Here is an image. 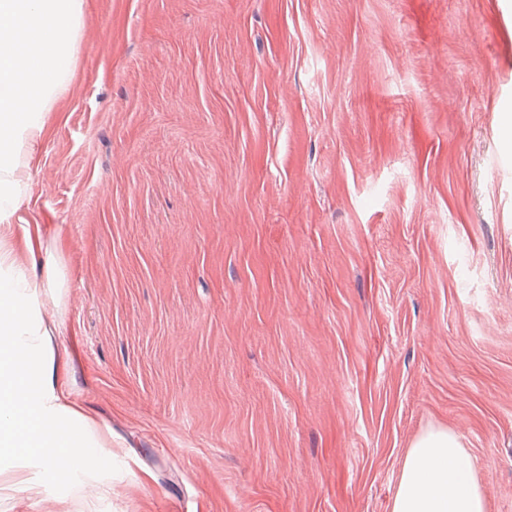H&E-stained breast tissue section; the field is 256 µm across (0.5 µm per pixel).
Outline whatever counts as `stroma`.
Masks as SVG:
<instances>
[{
	"mask_svg": "<svg viewBox=\"0 0 512 512\" xmlns=\"http://www.w3.org/2000/svg\"><path fill=\"white\" fill-rule=\"evenodd\" d=\"M22 223L112 485L0 512H512V0H85ZM391 512H486L469 456L454 433L432 427L415 439Z\"/></svg>",
	"mask_w": 512,
	"mask_h": 512,
	"instance_id": "35a3bbf8",
	"label": "stroma"
}]
</instances>
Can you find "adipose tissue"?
Returning <instances> with one entry per match:
<instances>
[{"mask_svg": "<svg viewBox=\"0 0 512 512\" xmlns=\"http://www.w3.org/2000/svg\"><path fill=\"white\" fill-rule=\"evenodd\" d=\"M84 0H0V461L68 484L112 463L89 417L58 378V331L46 304L60 269L40 227L16 225L32 196L29 170L48 107L73 74ZM391 512H486L458 437L429 428L408 449Z\"/></svg>", "mask_w": 512, "mask_h": 512, "instance_id": "adipose-tissue-1", "label": "adipose tissue"}]
</instances>
